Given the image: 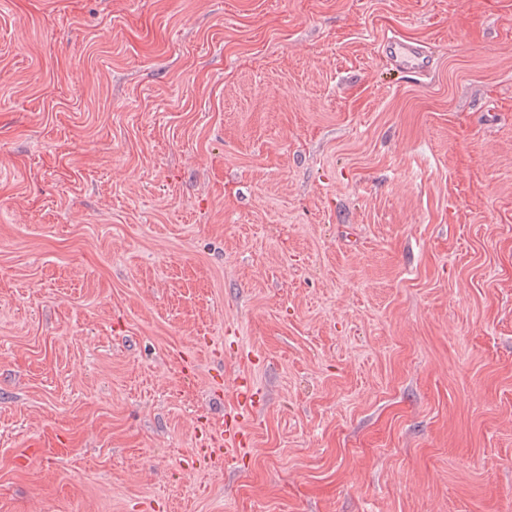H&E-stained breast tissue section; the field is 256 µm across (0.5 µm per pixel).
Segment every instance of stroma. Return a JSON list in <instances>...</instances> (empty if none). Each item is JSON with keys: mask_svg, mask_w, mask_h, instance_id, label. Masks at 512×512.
Listing matches in <instances>:
<instances>
[{"mask_svg": "<svg viewBox=\"0 0 512 512\" xmlns=\"http://www.w3.org/2000/svg\"><path fill=\"white\" fill-rule=\"evenodd\" d=\"M0 512H512V0H0ZM383 48L390 64L396 69L421 76L430 71V56L419 43L392 34L384 39Z\"/></svg>", "mask_w": 512, "mask_h": 512, "instance_id": "stroma-1", "label": "stroma"}]
</instances>
